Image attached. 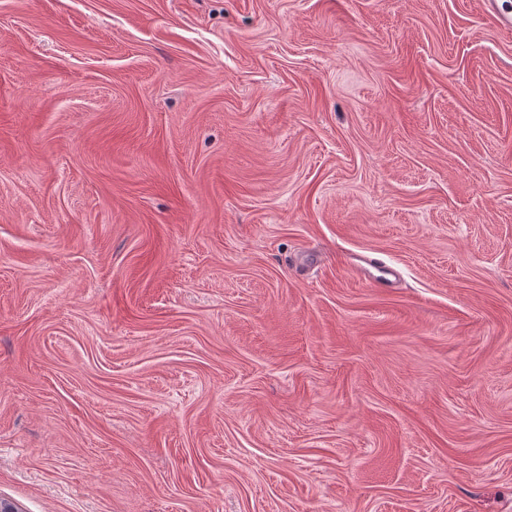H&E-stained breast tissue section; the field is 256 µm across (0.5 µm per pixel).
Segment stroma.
I'll list each match as a JSON object with an SVG mask.
<instances>
[{
  "instance_id": "stroma-1",
  "label": "stroma",
  "mask_w": 512,
  "mask_h": 512,
  "mask_svg": "<svg viewBox=\"0 0 512 512\" xmlns=\"http://www.w3.org/2000/svg\"><path fill=\"white\" fill-rule=\"evenodd\" d=\"M502 16L0 0V499L512 512Z\"/></svg>"
}]
</instances>
